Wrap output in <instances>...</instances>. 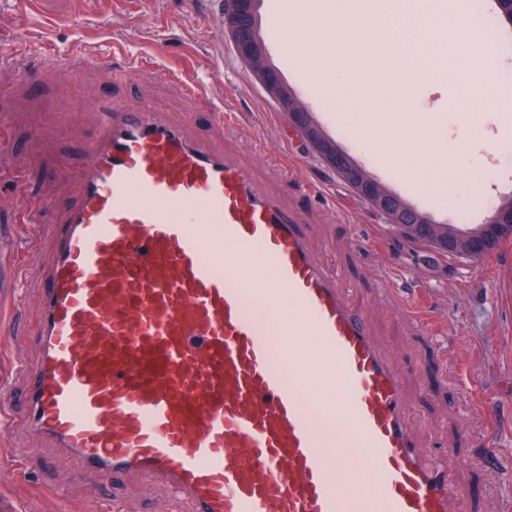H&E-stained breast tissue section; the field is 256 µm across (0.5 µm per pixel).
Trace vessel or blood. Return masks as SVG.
I'll use <instances>...</instances> for the list:
<instances>
[{"label": "vessel or blood", "instance_id": "vessel-or-blood-1", "mask_svg": "<svg viewBox=\"0 0 512 512\" xmlns=\"http://www.w3.org/2000/svg\"><path fill=\"white\" fill-rule=\"evenodd\" d=\"M36 51L1 49L0 69L31 81ZM79 54L111 74L108 50ZM103 113L60 224L41 235L27 203L7 243L43 237L47 261L37 330L13 332L37 359L0 383V428L70 454L86 487L141 476L194 512H459L455 459L419 442L390 349L306 224L163 113ZM248 259L272 272L254 302L233 275ZM268 306L298 316L277 346ZM305 379L341 403L364 453L326 452ZM358 476L368 498L346 489Z\"/></svg>", "mask_w": 512, "mask_h": 512}]
</instances>
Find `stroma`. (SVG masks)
<instances>
[{"label": "stroma", "instance_id": "1", "mask_svg": "<svg viewBox=\"0 0 512 512\" xmlns=\"http://www.w3.org/2000/svg\"><path fill=\"white\" fill-rule=\"evenodd\" d=\"M478 16L481 26L473 39L486 67H512V26L502 20L496 0H487ZM0 36L49 52L78 44H100L112 52L108 77L82 63L68 81L41 59L33 62L29 86L15 85L10 74L0 72V85L13 88L0 96V113L9 117L4 133L13 147L4 167L22 174L44 208L46 226L57 219L52 201L76 193L72 175L103 104H147L191 134L210 138L311 225L324 262L340 272L353 294L369 298V322L376 335L389 339L423 445L461 462L460 512H512V486L480 470L491 452L512 462V237L477 263L402 237L290 131L287 114L240 58L222 22L220 0H0ZM126 57L148 63V70H124ZM192 80L207 90L190 101L185 84ZM219 105L234 115L220 132L212 127ZM478 105L490 118V130L512 125V86L482 88ZM67 109L79 114L68 127L59 120ZM355 161L429 219L473 229L494 216L480 205L438 206L408 191L393 168L369 164L361 155ZM469 187L512 199V147L476 162ZM19 261L30 280L16 312L12 266ZM44 264L39 246L0 252V319L17 315L25 330L36 328ZM388 272L422 286L433 327L410 317L405 297L382 293L381 278ZM72 467L69 457L41 448L23 427L14 428L0 439V512H55L53 490L65 486L71 512H105L114 500L124 512H192L190 501L175 500L160 486L119 480L93 491L70 488Z\"/></svg>", "mask_w": 512, "mask_h": 512}]
</instances>
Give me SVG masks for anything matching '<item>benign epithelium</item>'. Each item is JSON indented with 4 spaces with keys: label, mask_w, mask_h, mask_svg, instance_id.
Segmentation results:
<instances>
[{
    "label": "benign epithelium",
    "mask_w": 512,
    "mask_h": 512,
    "mask_svg": "<svg viewBox=\"0 0 512 512\" xmlns=\"http://www.w3.org/2000/svg\"><path fill=\"white\" fill-rule=\"evenodd\" d=\"M254 14L255 0H224V24L233 36L240 56L252 73L275 96L280 85V77L276 71L258 65L259 57L253 43ZM280 106L287 113L288 121L294 131L312 148L325 154L330 165L340 176L346 177V182L351 184L363 199L381 212L388 210L397 214L396 226L399 230L404 231L411 224L425 223V215L413 208L404 209L398 206L394 197L384 195L379 191L376 182L367 178L362 168L352 166L342 150L320 140L308 123L305 109L299 108L291 102L285 103L283 101L280 102ZM501 225L512 227L511 205L503 206L496 211L493 220L490 222V232L482 237L466 240L462 244V248L472 257L486 255L491 233L495 232L496 228Z\"/></svg>",
    "instance_id": "benign-epithelium-1"
}]
</instances>
